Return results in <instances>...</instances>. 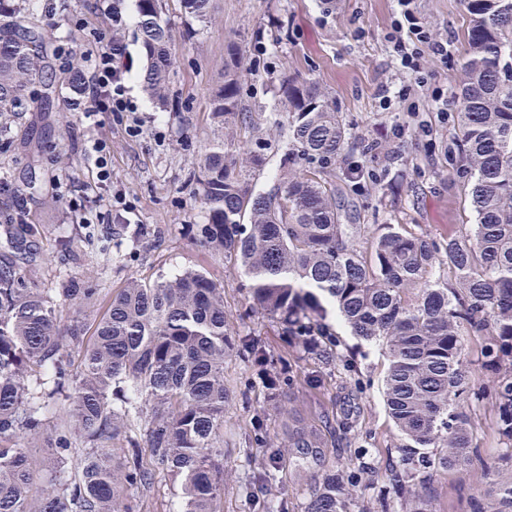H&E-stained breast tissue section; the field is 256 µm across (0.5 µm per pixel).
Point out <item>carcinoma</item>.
Segmentation results:
<instances>
[{
  "instance_id": "1",
  "label": "carcinoma",
  "mask_w": 512,
  "mask_h": 512,
  "mask_svg": "<svg viewBox=\"0 0 512 512\" xmlns=\"http://www.w3.org/2000/svg\"><path fill=\"white\" fill-rule=\"evenodd\" d=\"M0 0V113L24 108L50 47L28 20L31 0ZM203 26L211 0H179ZM469 23L462 56L455 146L462 162L457 194L471 223L440 242L401 224L360 250L357 225L342 223L344 192L336 167L351 159V139L333 101L311 82L285 79L288 114L281 174L258 189L261 154L238 158L217 143L193 178L207 223L197 239L236 261L251 308L284 325L323 365L341 358L321 325L331 298L351 333L385 350L383 398L399 435L377 512H432L437 476L483 464L473 443L475 409L491 406L506 448L494 499L471 512H512V0H464ZM146 57L142 81L167 104L175 64L164 0H136ZM216 123L242 111L238 64H226L212 100ZM305 161L308 169L297 171ZM0 225V512H142L156 473L181 483L177 512H221L224 492V350L234 346L224 289L203 268L153 282L130 279L112 295L93 332L79 318L61 327V309L34 281L47 249L42 230ZM448 274L431 278L436 264ZM475 337L488 382L475 383L466 338ZM257 377L278 397L286 368H265L252 341ZM38 438L34 458L22 440ZM345 475L314 485L306 512H355L366 481L365 451Z\"/></svg>"
}]
</instances>
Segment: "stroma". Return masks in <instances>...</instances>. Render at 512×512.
Returning <instances> with one entry per match:
<instances>
[{
  "label": "stroma",
  "mask_w": 512,
  "mask_h": 512,
  "mask_svg": "<svg viewBox=\"0 0 512 512\" xmlns=\"http://www.w3.org/2000/svg\"><path fill=\"white\" fill-rule=\"evenodd\" d=\"M95 0H67L64 7L40 9L36 18L47 41L56 46L29 111L10 116L13 137L0 140V178L18 188L36 179L39 190L24 192L26 221L41 225L47 241L73 237L72 248L51 252L35 275L39 287L71 283L97 289L95 305L80 300L61 304L63 321L81 316L98 321L113 292L130 278L153 281L184 268L201 266L224 288V309L234 336L256 339L271 359H284L297 375L281 400L268 397L254 378L251 361L240 350L224 355V496L223 512H306L315 480L344 471L358 448L368 449L372 472L358 505L370 512L389 465L388 448L397 440L387 414L382 384L387 358L381 347L352 336L328 309L324 325L336 334L339 351L353 356L356 372L343 359L316 373L309 355L289 344L266 316L252 312L245 278L234 260L207 253L191 231L205 221L200 190L189 176L206 147L223 143L230 153L262 146L266 162L255 171L258 187L267 188L279 174L288 149L287 116L277 109L276 91L287 78L314 82L341 112L363 167L360 183L346 182L351 209L362 229L360 242L378 236L389 224H411L439 241L458 231L469 213L450 185L458 158L443 155L452 144L455 120L441 121L429 105L435 90L449 101L458 96L459 65L468 24L463 0H417V9L435 39L448 44L447 59L424 55L420 95L431 139L404 136L382 139L384 129L410 125L406 104L383 107L378 84L399 85L408 75L389 52L387 35L396 0H214L204 29L186 20L178 0H165V17L176 50L169 104L159 108L143 91L145 64L137 35L135 0H108L99 11ZM120 31L126 54L128 95L146 119L141 135L128 137L125 120L103 112L98 126L84 122L72 101V68L87 70L88 48ZM237 60L243 74L240 98L254 127L229 122L217 125L211 99L224 82V67ZM50 91V103L40 99ZM104 137L111 143L100 215L93 224L66 219L68 187L96 173L82 146ZM314 432L316 444L296 448L297 430ZM474 440L483 464L438 477L434 512H469L470 498H486L503 448L495 434V416L483 407L474 422Z\"/></svg>",
  "instance_id": "obj_1"
}]
</instances>
